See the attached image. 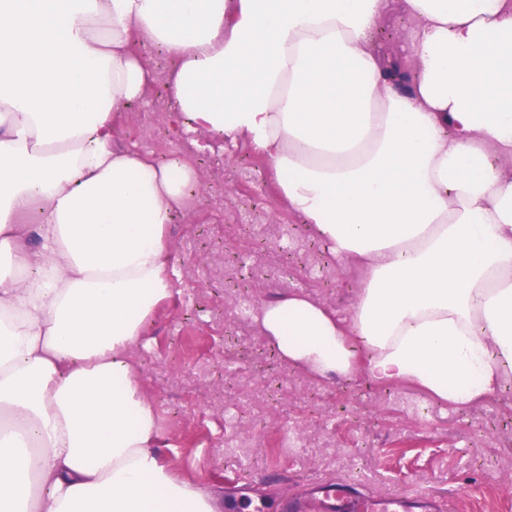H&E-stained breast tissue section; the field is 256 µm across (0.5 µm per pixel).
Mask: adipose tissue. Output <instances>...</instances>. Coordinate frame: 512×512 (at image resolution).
I'll return each instance as SVG.
<instances>
[{
  "label": "adipose tissue",
  "mask_w": 512,
  "mask_h": 512,
  "mask_svg": "<svg viewBox=\"0 0 512 512\" xmlns=\"http://www.w3.org/2000/svg\"><path fill=\"white\" fill-rule=\"evenodd\" d=\"M410 21L383 55L386 17ZM162 48L172 123L249 143L338 260L342 320L260 309L292 364L452 406L512 377V0H0V512H216L130 360L180 292L195 169L114 144ZM406 85L394 84L393 70Z\"/></svg>",
  "instance_id": "adipose-tissue-1"
}]
</instances>
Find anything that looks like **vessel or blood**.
I'll return each mask as SVG.
<instances>
[{"instance_id":"1","label":"vessel or blood","mask_w":512,"mask_h":512,"mask_svg":"<svg viewBox=\"0 0 512 512\" xmlns=\"http://www.w3.org/2000/svg\"><path fill=\"white\" fill-rule=\"evenodd\" d=\"M290 512H436L434 496L364 495L344 481H328L294 496Z\"/></svg>"}]
</instances>
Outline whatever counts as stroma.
Listing matches in <instances>:
<instances>
[{
    "label": "stroma",
    "instance_id": "1",
    "mask_svg": "<svg viewBox=\"0 0 512 512\" xmlns=\"http://www.w3.org/2000/svg\"><path fill=\"white\" fill-rule=\"evenodd\" d=\"M154 73L144 102L117 119L118 147L200 174L198 208L168 232L181 293L157 309L131 353L162 431L160 456L224 497L248 487L242 512H282L303 485L350 482L374 494H433L439 512H512V394L451 407L419 385L288 364L241 311L243 267L254 304L297 293L345 319L361 268L336 260L288 206L246 142L180 138L164 84L174 66L141 46Z\"/></svg>",
    "mask_w": 512,
    "mask_h": 512
}]
</instances>
